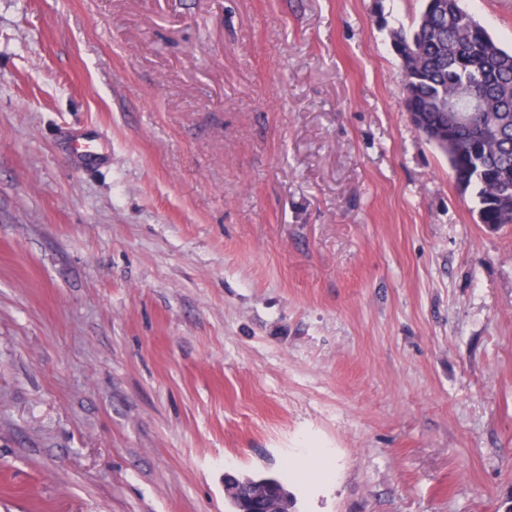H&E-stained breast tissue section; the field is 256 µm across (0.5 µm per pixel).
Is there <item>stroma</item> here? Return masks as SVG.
Masks as SVG:
<instances>
[{"label":"stroma","instance_id":"1","mask_svg":"<svg viewBox=\"0 0 512 512\" xmlns=\"http://www.w3.org/2000/svg\"><path fill=\"white\" fill-rule=\"evenodd\" d=\"M421 8L0 0V512H512V224L408 120ZM77 151L80 157L92 162H99L111 150L110 145L93 135L77 138ZM261 478H272L277 486V490L271 491L269 488L267 489L269 496L264 497L265 501V510L268 509L270 512H276V510L279 508L280 500H282L283 496L285 494H288L287 489L284 485V483L274 477H261ZM261 478H240L233 474H227L225 476V487L227 496L231 501V504L233 505L234 511L238 512L240 508V501L243 499L244 494L240 492L239 487L241 484H243V481L245 479H249L251 481H256Z\"/></svg>","mask_w":512,"mask_h":512}]
</instances>
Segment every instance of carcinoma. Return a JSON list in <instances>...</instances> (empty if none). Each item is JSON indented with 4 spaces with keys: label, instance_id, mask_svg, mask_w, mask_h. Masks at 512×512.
I'll return each instance as SVG.
<instances>
[{
    "label": "carcinoma",
    "instance_id": "carcinoma-1",
    "mask_svg": "<svg viewBox=\"0 0 512 512\" xmlns=\"http://www.w3.org/2000/svg\"><path fill=\"white\" fill-rule=\"evenodd\" d=\"M412 27L391 31L400 58L406 112L448 138L433 142L447 157L458 187L472 190L480 222L512 224V50L499 45L463 6L464 0H423ZM487 101L471 109L461 90ZM243 479L225 476L227 496L239 510ZM264 498L276 512L287 494L283 480Z\"/></svg>",
    "mask_w": 512,
    "mask_h": 512
}]
</instances>
